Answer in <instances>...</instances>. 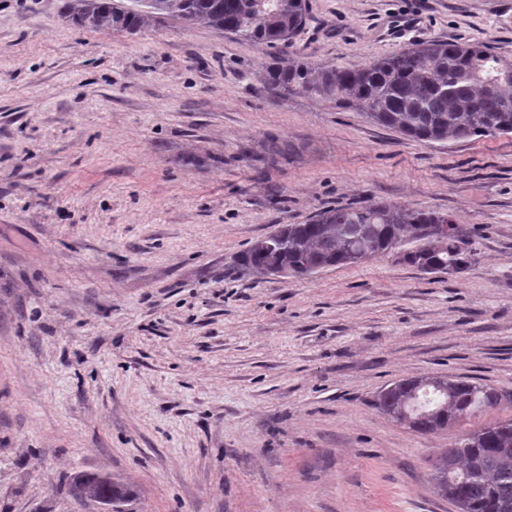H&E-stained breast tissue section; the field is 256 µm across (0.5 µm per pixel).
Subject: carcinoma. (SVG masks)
<instances>
[{"label":"carcinoma","instance_id":"cac0c4a2","mask_svg":"<svg viewBox=\"0 0 512 512\" xmlns=\"http://www.w3.org/2000/svg\"><path fill=\"white\" fill-rule=\"evenodd\" d=\"M134 9L114 0H78L71 21L81 28L136 33L152 20L172 18L231 32L258 46L290 42L307 21L306 0H142ZM265 90L355 106L373 123L418 142H444L512 133V63L488 46L430 40L361 66L308 61L263 66ZM448 225V246L427 247L428 231ZM407 248L405 262L425 273L463 267L476 243L446 213L413 210L371 200L360 206L325 207L306 224H285L266 246H250L239 264L255 273L280 264L309 278L361 255ZM498 390L465 377L405 378L379 391L374 405L419 434L444 432L479 410L501 402ZM438 496L458 512H512V417L465 435H452L433 462ZM70 492L82 499L122 502L126 486L103 474H77Z\"/></svg>","mask_w":512,"mask_h":512}]
</instances>
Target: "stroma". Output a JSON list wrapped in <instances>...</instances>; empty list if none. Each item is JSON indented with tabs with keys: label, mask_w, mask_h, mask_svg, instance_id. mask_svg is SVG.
<instances>
[{
	"label": "stroma",
	"mask_w": 512,
	"mask_h": 512,
	"mask_svg": "<svg viewBox=\"0 0 512 512\" xmlns=\"http://www.w3.org/2000/svg\"><path fill=\"white\" fill-rule=\"evenodd\" d=\"M0 0V512H456L444 433L372 406L406 377H470L512 416V133L419 144L264 64L361 65L415 41L512 61V0H307L291 47L172 19L72 24ZM368 199L449 214L461 273L387 254L282 280L233 271L284 224ZM70 492L82 500L99 503L103 499H112L117 503L128 496V489L123 484L112 481L103 474H76L69 483Z\"/></svg>",
	"instance_id": "obj_1"
}]
</instances>
